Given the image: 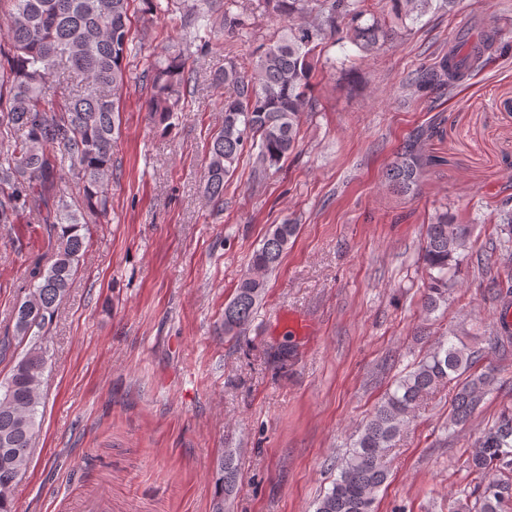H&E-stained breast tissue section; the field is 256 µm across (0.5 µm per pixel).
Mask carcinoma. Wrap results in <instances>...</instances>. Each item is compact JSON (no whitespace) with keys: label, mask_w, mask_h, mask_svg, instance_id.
Returning <instances> with one entry per match:
<instances>
[{"label":"carcinoma","mask_w":512,"mask_h":512,"mask_svg":"<svg viewBox=\"0 0 512 512\" xmlns=\"http://www.w3.org/2000/svg\"><path fill=\"white\" fill-rule=\"evenodd\" d=\"M12 9L0 23L7 45H0V225L16 224L32 214V232L48 239V254L35 263L33 283L14 307L13 331L0 337V356H11L8 375L0 380V512H14L15 489L32 463L40 429L39 407L48 363L45 332L67 296L81 257L91 245L88 225L109 207L112 143L120 122V103L128 81L124 61L131 53L133 0H10ZM191 43L204 47L245 28L246 11L233 13L224 0H189ZM380 0H263L265 12L284 23L281 35L251 55L244 66L227 60L215 81L224 85L221 128L208 142L203 166L205 193L224 200V185L244 151H251L254 172L261 175L299 145L301 117L316 110L312 80L323 45L341 40L363 59L396 39L406 20L417 21L433 0H385L389 12L376 9ZM499 35L493 29L470 41L460 37L433 67L420 72L419 85L445 92L474 71ZM61 70L84 76V90L72 92L52 77ZM150 89L146 102L152 124L164 131L183 111L192 82L184 53L169 54L142 74ZM429 133H413L386 169L390 186L401 194L417 190L429 159L421 150ZM68 169L82 183L83 206L75 208L54 193V177ZM497 258H478L490 270L512 261V201L499 214ZM298 225L277 224L249 260L233 298L224 305V335L235 336L252 320L267 278L279 265ZM470 226L448 212L426 225L422 260L429 285L422 299L431 314L448 300L450 271L469 259ZM501 335L491 348L505 347L502 334L512 323V286L499 290ZM21 355H15L19 346ZM485 348L448 339L430 349L397 381L350 440L337 462L338 474L317 500L315 512H374L376 496L388 479L387 454L410 413L442 385L454 386L448 427L465 425L494 392L495 371L480 370ZM463 468L475 476L479 493L474 512H508L512 505V407L474 439ZM239 464L227 453L218 464L212 512H224V497L235 488Z\"/></svg>","instance_id":"cac0c4a2"}]
</instances>
